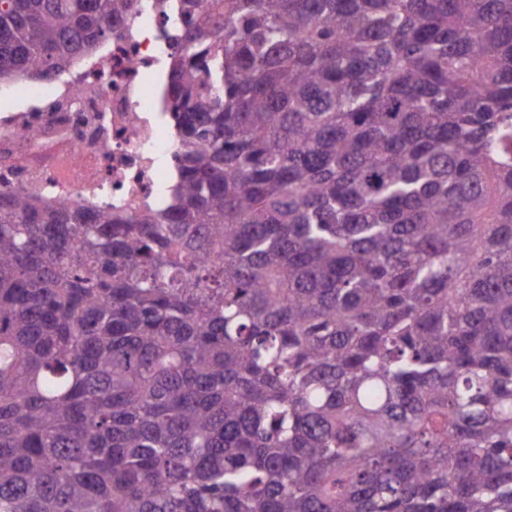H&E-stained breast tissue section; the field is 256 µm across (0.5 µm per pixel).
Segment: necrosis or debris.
<instances>
[{"label":"necrosis or debris","instance_id":"4bbe7bcc","mask_svg":"<svg viewBox=\"0 0 512 512\" xmlns=\"http://www.w3.org/2000/svg\"><path fill=\"white\" fill-rule=\"evenodd\" d=\"M133 0L96 50L45 79L0 85V192L87 211L164 207L178 143L165 110L178 0Z\"/></svg>","mask_w":512,"mask_h":512}]
</instances>
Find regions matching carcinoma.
<instances>
[{"label": "carcinoma", "instance_id": "obj_1", "mask_svg": "<svg viewBox=\"0 0 512 512\" xmlns=\"http://www.w3.org/2000/svg\"><path fill=\"white\" fill-rule=\"evenodd\" d=\"M179 11L170 203L0 199V512H512V0Z\"/></svg>", "mask_w": 512, "mask_h": 512}]
</instances>
